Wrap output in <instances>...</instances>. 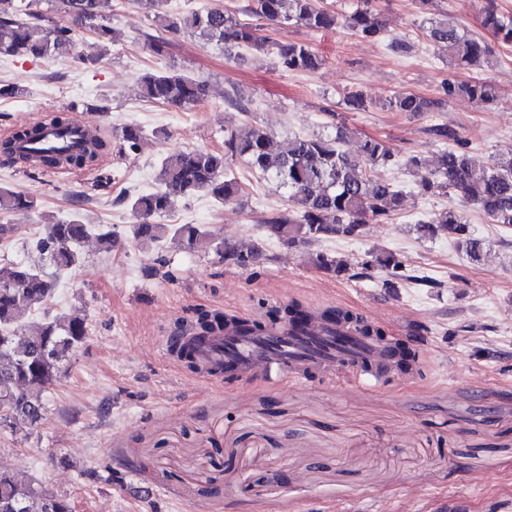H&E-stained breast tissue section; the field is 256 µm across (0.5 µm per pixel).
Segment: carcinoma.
Wrapping results in <instances>:
<instances>
[{"label": "carcinoma", "mask_w": 512, "mask_h": 512, "mask_svg": "<svg viewBox=\"0 0 512 512\" xmlns=\"http://www.w3.org/2000/svg\"><path fill=\"white\" fill-rule=\"evenodd\" d=\"M62 23L42 25V15L32 9L33 0H13L11 12L0 13V56L31 55L38 58L76 52L78 35L92 32L108 47L115 42L110 26L112 0H60ZM246 11L277 28L303 26L315 33L328 34L344 26L362 39H378L386 33L381 14L372 0L341 19L319 0H249ZM156 21L167 33L189 30L209 42L228 48L261 49L266 41L257 29L242 23L229 11L204 7L185 14L160 12ZM428 38L448 50V60L456 65L491 67L493 49L483 40L448 19H426ZM482 25L500 40L512 43V14L498 12L492 3L483 8ZM271 53L278 69L284 72H314L325 63L323 55L305 42L274 40ZM143 97L163 104L182 106L205 95L202 82L177 72L147 73L141 77ZM442 99L467 97L484 105L497 99L495 87L483 79L458 82L452 78L440 85ZM436 100L411 93H396L385 99L383 107L392 112L418 114L430 112ZM332 119L333 135L296 136L283 148L272 144L266 130L245 125L224 136V151L207 147L181 150L163 158L158 187L131 199V210L139 218L132 225L135 242L152 246L169 237L188 252L213 250L224 262L246 269L254 264L259 247L240 248L219 241L200 224H158L155 218L171 211L176 202L199 192L224 205L238 200L243 186L229 169V159L238 157L248 169L271 178L288 193L291 209L276 212L263 221L268 236L289 248L304 247L322 240L358 237L369 223L391 219L400 209L402 189L386 172L403 169L415 178L425 196H446L454 191L465 203L479 208L489 223L512 228V150L500 155L493 164H473L466 144L445 123L436 124L431 133L445 145L436 165L430 166L421 155L398 156L385 142L369 138L357 156L341 150L345 126ZM69 141L54 147H38L28 153L25 147L42 140L43 125L33 123L12 130L0 142L4 161L18 165L29 174H40L62 167L97 171L109 154L112 141L102 135L76 137L70 134V118L60 113L48 118ZM145 138V130L126 125L121 130V149L133 153ZM34 200L23 191L0 187V214L28 210ZM421 238L446 235L473 261L479 260L485 247L476 237L459 210L445 207L414 225ZM107 251L117 244L113 233L104 227L84 223L75 216L68 221L45 226L38 249L48 256L57 270H67L81 262L78 247L91 235ZM313 265L338 276L349 273L345 260L334 253L320 251ZM363 270L375 271L386 286L402 277L404 264L390 253L370 252L361 262ZM55 288L42 268L22 263H0V428L12 430L38 427L45 419L43 394L58 380L62 362L83 346L88 338L86 319L78 314L54 316L25 327L22 319L30 312L47 307ZM224 330V317L202 313L196 319V336L205 340ZM0 512H74L70 500L0 471Z\"/></svg>", "instance_id": "cac0c4a2"}]
</instances>
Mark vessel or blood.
<instances>
[{
  "label": "vessel or blood",
  "instance_id": "1",
  "mask_svg": "<svg viewBox=\"0 0 512 512\" xmlns=\"http://www.w3.org/2000/svg\"><path fill=\"white\" fill-rule=\"evenodd\" d=\"M237 320L227 316L220 344L198 356L199 372L210 379L269 383L344 372L356 382L381 386L398 360L395 343L372 334L371 318L359 312L330 320L324 308L314 307L303 325L289 328L258 318L250 332Z\"/></svg>",
  "mask_w": 512,
  "mask_h": 512
}]
</instances>
